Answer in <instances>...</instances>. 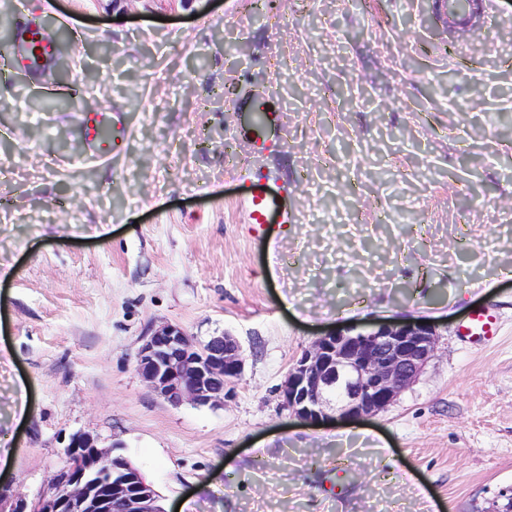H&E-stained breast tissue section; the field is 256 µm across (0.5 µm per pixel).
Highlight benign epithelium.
Listing matches in <instances>:
<instances>
[{
	"instance_id": "obj_1",
	"label": "benign epithelium",
	"mask_w": 512,
	"mask_h": 512,
	"mask_svg": "<svg viewBox=\"0 0 512 512\" xmlns=\"http://www.w3.org/2000/svg\"><path fill=\"white\" fill-rule=\"evenodd\" d=\"M436 323L384 319L331 331L315 339L280 386L282 405L308 424L337 417L357 420L389 406L422 373L437 345ZM139 375L173 406L224 402L243 372L240 346L231 336L196 342L178 324L146 337L136 356ZM86 432L70 435L65 462L50 475L43 495L29 501L0 480V512H166L156 490L122 454Z\"/></svg>"
}]
</instances>
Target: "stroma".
I'll return each mask as SVG.
<instances>
[{
	"label": "stroma",
	"mask_w": 512,
	"mask_h": 512,
	"mask_svg": "<svg viewBox=\"0 0 512 512\" xmlns=\"http://www.w3.org/2000/svg\"><path fill=\"white\" fill-rule=\"evenodd\" d=\"M49 20L41 73L0 79V478L34 499L72 433L123 455L167 512H483L512 486V0L448 25L444 0H0ZM281 108L253 147L249 105ZM125 136L86 158L80 115ZM295 188L286 233L243 223L238 172ZM493 313L490 342L459 329ZM427 317L437 349L386 410L305 424L282 405L326 332ZM222 334L223 405L173 406L146 336ZM77 131L94 158L108 161L125 129L119 111L112 104L103 103L81 114Z\"/></svg>",
	"instance_id": "1"
}]
</instances>
